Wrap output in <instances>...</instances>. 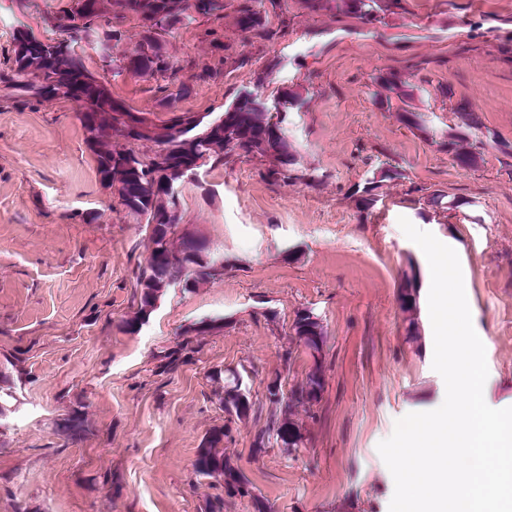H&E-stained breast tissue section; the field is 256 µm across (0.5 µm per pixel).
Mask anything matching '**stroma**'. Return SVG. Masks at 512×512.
<instances>
[{"mask_svg":"<svg viewBox=\"0 0 512 512\" xmlns=\"http://www.w3.org/2000/svg\"><path fill=\"white\" fill-rule=\"evenodd\" d=\"M280 2L295 17L288 34L260 51L226 28L249 64L220 82L182 71L192 94L180 107L219 112L254 89L272 106L283 87L303 86L283 123L300 176L273 182L242 158L179 185L185 224L221 250L224 272L191 291L168 288L133 332L122 322L136 309L148 241L102 185L78 104L22 106L0 85V512H205L219 496L224 512H254L194 469L206 433L225 424V455L271 512H389L394 480L377 445L398 419L445 397L426 299L419 336L406 334L404 277L416 271L424 285L430 269L402 217L457 252L493 402L512 406V0H404L370 25ZM64 3L0 0V60L18 29L50 38ZM388 69L407 74L419 126L375 103L373 78ZM442 85L482 121L469 138L482 155L475 169L438 147L462 123ZM388 168L396 177L381 179ZM370 182L377 203L363 212ZM415 184L460 208L430 205ZM304 309L325 332L323 396L297 415L302 448L259 452L268 379L290 389L313 362L290 338ZM209 321L217 327L197 352L163 371L165 354ZM220 369L243 373L248 420L228 423ZM75 411L85 431L73 442L59 426Z\"/></svg>","mask_w":512,"mask_h":512,"instance_id":"35a3bbf8","label":"stroma"}]
</instances>
